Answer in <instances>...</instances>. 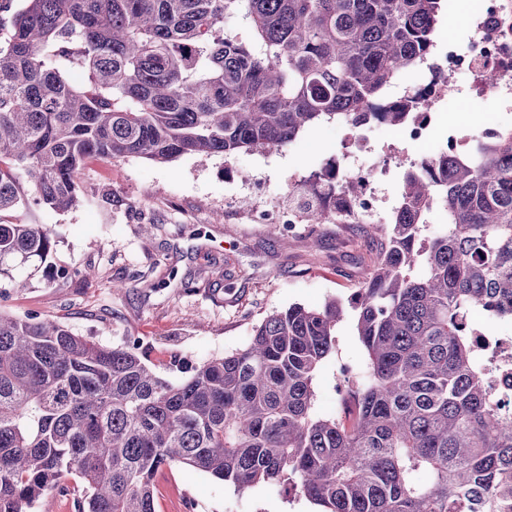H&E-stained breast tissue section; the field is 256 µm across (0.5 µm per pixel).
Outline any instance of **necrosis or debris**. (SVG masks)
<instances>
[{"label": "necrosis or debris", "mask_w": 512, "mask_h": 512, "mask_svg": "<svg viewBox=\"0 0 512 512\" xmlns=\"http://www.w3.org/2000/svg\"><path fill=\"white\" fill-rule=\"evenodd\" d=\"M466 23L474 34L471 47L462 49L452 39L436 43L432 54L417 68L420 75L417 83L408 82L402 75L397 77L389 94L391 101L424 92L428 95L429 111H440L448 88L463 76L468 80L464 89L468 97L474 100L497 97L505 111L512 112V0H475ZM490 73L495 76L491 83L486 80ZM366 151L365 133L352 135L350 148L344 149L336 160V179L360 180L365 184L352 208L351 223L383 224L387 217L380 211L372 184L378 174L388 172L391 157L385 154L365 164L360 157ZM475 343L479 351L493 355L498 364L492 382L493 395L512 404V335L481 333Z\"/></svg>", "instance_id": "necrosis-or-debris-1"}]
</instances>
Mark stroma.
Masks as SVG:
<instances>
[{
    "mask_svg": "<svg viewBox=\"0 0 512 512\" xmlns=\"http://www.w3.org/2000/svg\"><path fill=\"white\" fill-rule=\"evenodd\" d=\"M492 100L445 99L429 131L433 143L475 134L497 113ZM335 125L303 133L282 150L242 151L230 161L188 155L167 164L129 157L89 161L81 175L83 202L61 213L33 210L27 220L47 225L54 261L72 270L24 290L0 283V311L37 315L113 346L137 339L162 374L178 380L212 357L243 348L268 314L294 304L348 301L369 277L383 238L376 224H297L284 241L246 221L259 205L311 204L300 176L335 159ZM125 290H117V283ZM180 366H171V358ZM363 374L366 354L353 317L336 328V351L315 380L316 410L338 409L340 367ZM155 512H316L288 486L237 489L179 467L155 477Z\"/></svg>",
    "mask_w": 512,
    "mask_h": 512,
    "instance_id": "1",
    "label": "stroma"
}]
</instances>
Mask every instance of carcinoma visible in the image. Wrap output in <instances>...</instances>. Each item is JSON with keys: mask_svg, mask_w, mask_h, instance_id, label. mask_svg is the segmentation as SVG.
Returning <instances> with one entry per match:
<instances>
[{"mask_svg": "<svg viewBox=\"0 0 512 512\" xmlns=\"http://www.w3.org/2000/svg\"><path fill=\"white\" fill-rule=\"evenodd\" d=\"M444 8L21 0L0 20V281L27 288L17 269H52L50 230L19 216L79 206L89 159L228 162L324 122L406 126L403 107L367 108L429 53ZM361 192L340 184L308 222L337 223ZM440 201L448 228L427 241ZM349 309L366 376L320 416L314 377ZM476 317L512 324V126L403 174L349 306L274 311L179 381L134 345L0 313V512H35L68 474L84 484L79 512H155L154 478L171 465L239 489L286 484L319 512H512V412L490 392Z\"/></svg>", "mask_w": 512, "mask_h": 512, "instance_id": "1", "label": "carcinoma"}]
</instances>
